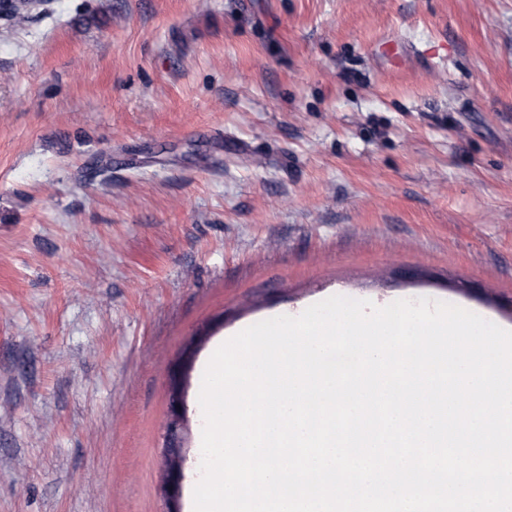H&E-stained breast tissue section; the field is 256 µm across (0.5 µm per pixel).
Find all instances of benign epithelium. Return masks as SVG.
<instances>
[{
	"label": "benign epithelium",
	"mask_w": 512,
	"mask_h": 512,
	"mask_svg": "<svg viewBox=\"0 0 512 512\" xmlns=\"http://www.w3.org/2000/svg\"><path fill=\"white\" fill-rule=\"evenodd\" d=\"M47 0H0V16L13 14L17 11L32 13ZM188 378L186 359L176 361L171 368L170 377V426L167 435L165 456L168 461L167 477L164 492L168 504L167 512H180L181 482L183 479V459L178 426L184 421L183 392Z\"/></svg>",
	"instance_id": "1"
}]
</instances>
